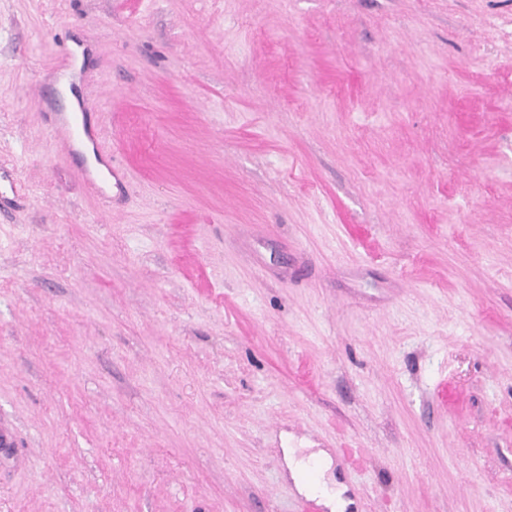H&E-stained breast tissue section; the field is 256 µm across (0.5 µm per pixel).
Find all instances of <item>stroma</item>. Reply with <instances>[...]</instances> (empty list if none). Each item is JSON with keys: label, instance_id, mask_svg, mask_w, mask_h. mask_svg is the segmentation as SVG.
Wrapping results in <instances>:
<instances>
[{"label": "stroma", "instance_id": "stroma-1", "mask_svg": "<svg viewBox=\"0 0 512 512\" xmlns=\"http://www.w3.org/2000/svg\"><path fill=\"white\" fill-rule=\"evenodd\" d=\"M1 166L0 512H512V0H0ZM308 448L285 449L288 458V466L294 477L299 475L313 462L321 463L320 479L317 483L308 485L303 483V489L311 495L321 498L330 512H344L348 501L344 497L346 488L331 478H326L325 473L331 463L324 457L321 451L306 453Z\"/></svg>", "mask_w": 512, "mask_h": 512}]
</instances>
